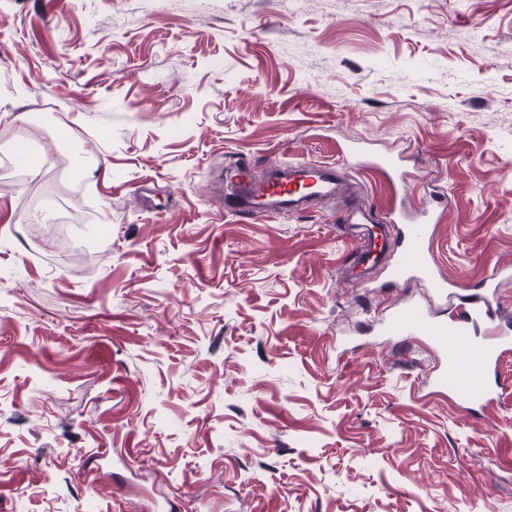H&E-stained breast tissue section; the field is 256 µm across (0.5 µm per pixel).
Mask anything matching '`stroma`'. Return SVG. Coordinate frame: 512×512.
<instances>
[{
    "label": "stroma",
    "instance_id": "obj_1",
    "mask_svg": "<svg viewBox=\"0 0 512 512\" xmlns=\"http://www.w3.org/2000/svg\"><path fill=\"white\" fill-rule=\"evenodd\" d=\"M348 143L450 197L444 277L512 266V0H0V512H512V395L371 331L428 286L343 203L224 212L226 157Z\"/></svg>",
    "mask_w": 512,
    "mask_h": 512
}]
</instances>
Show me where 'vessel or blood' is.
<instances>
[{"label":"vessel or blood","instance_id":"b4317fda","mask_svg":"<svg viewBox=\"0 0 512 512\" xmlns=\"http://www.w3.org/2000/svg\"><path fill=\"white\" fill-rule=\"evenodd\" d=\"M340 156L337 163L281 160L260 180L252 175L249 160L238 158L224 211L246 217L295 213L304 204V186H311L310 196L315 199L341 195L340 172L345 167L355 177L384 181L389 189L385 202H355L342 217L343 223L356 227L351 235L355 267L371 268L386 261L394 281H422L437 297L456 299L455 312L448 317L416 302L394 308L385 321V335L416 338L428 345L435 356L433 393L467 408L501 398L505 387L491 383L489 375L512 355V336L499 323L502 307L497 288L506 268L491 265L475 289L447 280L435 259L436 228L443 211L407 204L397 189L403 176L401 159L372 154L356 145L341 148Z\"/></svg>","mask_w":512,"mask_h":512}]
</instances>
